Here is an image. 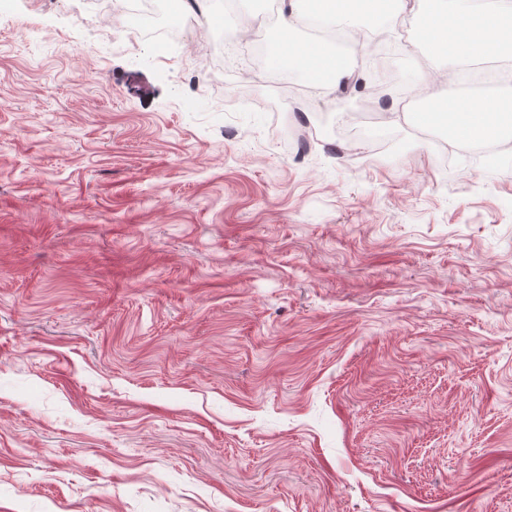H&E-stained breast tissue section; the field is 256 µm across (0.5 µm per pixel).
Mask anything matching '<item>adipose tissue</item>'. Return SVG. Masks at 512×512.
Here are the masks:
<instances>
[{
	"label": "adipose tissue",
	"mask_w": 512,
	"mask_h": 512,
	"mask_svg": "<svg viewBox=\"0 0 512 512\" xmlns=\"http://www.w3.org/2000/svg\"><path fill=\"white\" fill-rule=\"evenodd\" d=\"M292 4L305 20L319 24L332 19L346 26L358 18L378 28L392 16L413 14L419 40L458 61L459 80L475 74L470 66L478 62L482 68L476 74L492 83L495 92L482 100L433 94L430 106L410 112L411 122L441 130L452 146L512 132V0H292ZM253 35L265 43L273 68L302 78L326 95L339 81L363 65H376L388 52L386 46H377L365 60L325 39L301 45L290 35L270 39L260 29Z\"/></svg>",
	"instance_id": "1"
}]
</instances>
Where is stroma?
Returning a JSON list of instances; mask_svg holds the SVG:
<instances>
[{"mask_svg":"<svg viewBox=\"0 0 512 512\" xmlns=\"http://www.w3.org/2000/svg\"><path fill=\"white\" fill-rule=\"evenodd\" d=\"M174 3L0 0V512H512V170Z\"/></svg>","mask_w":512,"mask_h":512,"instance_id":"35a3bbf8","label":"stroma"}]
</instances>
